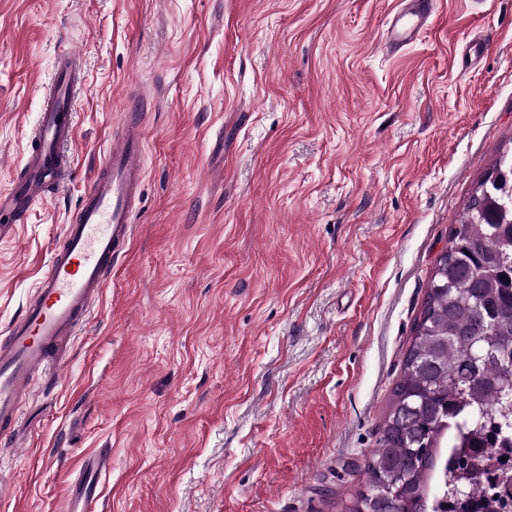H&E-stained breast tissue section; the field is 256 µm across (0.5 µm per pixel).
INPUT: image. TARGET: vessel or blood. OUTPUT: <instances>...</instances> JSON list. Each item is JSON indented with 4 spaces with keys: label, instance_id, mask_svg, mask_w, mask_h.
<instances>
[{
    "label": "vessel or blood",
    "instance_id": "vessel-or-blood-1",
    "mask_svg": "<svg viewBox=\"0 0 512 512\" xmlns=\"http://www.w3.org/2000/svg\"><path fill=\"white\" fill-rule=\"evenodd\" d=\"M437 0H400L380 37L393 54L419 40L434 22ZM77 56L60 53L50 93L40 112L24 173L0 192V239L27 223L47 200L49 186L63 185L73 165L63 147L72 142L76 88L82 81ZM125 132L107 146L104 158L62 226L61 246L41 270L35 298L0 334V427L11 430L14 446L27 442L18 430L21 404L36 390V375L54 360L103 294L112 268L133 231L136 201L145 169V139L136 110L125 115ZM112 469L104 448L86 455L68 499L67 512H95L103 479Z\"/></svg>",
    "mask_w": 512,
    "mask_h": 512
}]
</instances>
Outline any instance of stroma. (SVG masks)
<instances>
[{
    "mask_svg": "<svg viewBox=\"0 0 512 512\" xmlns=\"http://www.w3.org/2000/svg\"><path fill=\"white\" fill-rule=\"evenodd\" d=\"M398 2L0 0V188L60 51L84 86L76 176L0 240V331L129 99L147 147L126 251L21 410L28 445L0 437V512H66L99 448L97 512H343L449 231L512 151V0H440L390 58Z\"/></svg>",
    "mask_w": 512,
    "mask_h": 512,
    "instance_id": "35a3bbf8",
    "label": "stroma"
}]
</instances>
